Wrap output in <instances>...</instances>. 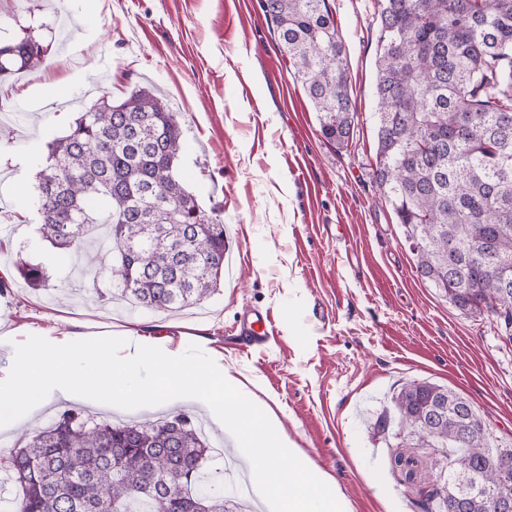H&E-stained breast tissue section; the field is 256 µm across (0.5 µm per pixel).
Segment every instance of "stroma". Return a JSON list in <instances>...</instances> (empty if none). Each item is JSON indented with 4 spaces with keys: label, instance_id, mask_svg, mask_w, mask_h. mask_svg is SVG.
I'll use <instances>...</instances> for the list:
<instances>
[{
    "label": "stroma",
    "instance_id": "1",
    "mask_svg": "<svg viewBox=\"0 0 512 512\" xmlns=\"http://www.w3.org/2000/svg\"><path fill=\"white\" fill-rule=\"evenodd\" d=\"M347 54L355 123L328 142L260 0H0V38L39 29L40 67L0 80V379L14 346L132 333L198 344L276 412L315 470L333 477L352 512H414L442 460L411 448L414 480L392 464L378 430L407 383L461 394L490 448H512V337L493 317H467L421 280L403 228L373 178L377 145V0H327ZM156 88L184 130L178 174L221 210L224 285L201 304L154 313L100 302L117 252L99 225L87 255L44 239L33 207L47 145L101 97ZM42 265L32 290L19 261ZM270 312L255 343L244 317ZM64 404L47 398L0 430V459Z\"/></svg>",
    "mask_w": 512,
    "mask_h": 512
}]
</instances>
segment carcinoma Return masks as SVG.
<instances>
[{
	"instance_id": "carcinoma-1",
	"label": "carcinoma",
	"mask_w": 512,
	"mask_h": 512,
	"mask_svg": "<svg viewBox=\"0 0 512 512\" xmlns=\"http://www.w3.org/2000/svg\"><path fill=\"white\" fill-rule=\"evenodd\" d=\"M378 131L373 174L416 269L461 313L512 332V0H378ZM295 77L339 146L354 129L345 48L326 0H261ZM29 34L0 43V76L35 70ZM183 131L157 90L103 99L48 145L34 206L42 237L75 253L91 224L110 226L120 297L154 312L207 299L224 280V219L176 174ZM33 289L38 265L20 263ZM380 420L395 437L448 459L416 502L422 512H512V448L489 449L465 397L411 382ZM209 448L186 413L159 422L98 421L68 408L24 438L4 469L21 485L16 512H226L204 484Z\"/></svg>"
}]
</instances>
